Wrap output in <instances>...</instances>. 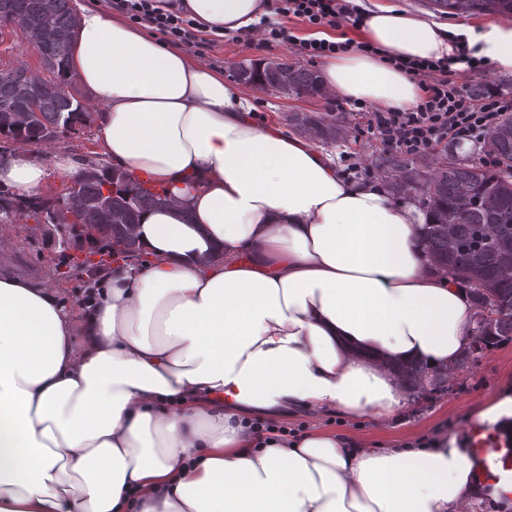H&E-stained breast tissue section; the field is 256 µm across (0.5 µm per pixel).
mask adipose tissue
<instances>
[{
	"label": "adipose tissue",
	"instance_id": "obj_1",
	"mask_svg": "<svg viewBox=\"0 0 512 512\" xmlns=\"http://www.w3.org/2000/svg\"><path fill=\"white\" fill-rule=\"evenodd\" d=\"M179 2L223 34H252L266 12ZM363 10L376 54L319 65L340 98L411 108L420 89L390 58L462 45L512 74V23ZM69 69L98 108L105 163L171 201L141 215L144 263L111 266L92 312L0 276V512H466L480 488L446 440L364 448L319 424L270 440L251 428L301 411L387 419L408 404L395 365L454 368L472 309L430 264L428 214L255 124L244 88L121 18L79 6ZM50 164L78 169L20 149L0 184L37 197Z\"/></svg>",
	"mask_w": 512,
	"mask_h": 512
}]
</instances>
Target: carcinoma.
<instances>
[{"mask_svg":"<svg viewBox=\"0 0 512 512\" xmlns=\"http://www.w3.org/2000/svg\"><path fill=\"white\" fill-rule=\"evenodd\" d=\"M448 15H475L495 12L512 15V0H431ZM50 18L49 36L31 30L43 17ZM22 30L43 68L52 74L46 79L25 67L0 73V138L12 143H53L60 134L91 122L92 113L66 91L68 49L75 12L72 0H0V22ZM249 69L247 83L258 88H274L296 96L322 94L319 76L312 70L287 62L241 63ZM290 126L310 133L324 143L347 139L344 125L321 116L294 112ZM493 165L464 163L455 156L441 160L398 156L384 162L390 190L410 195L421 192L432 216L423 225V235L436 270L443 272L466 290L471 305L481 304L490 318L473 322L471 335L478 337L477 350H462L455 369L462 371L481 354L512 341V117L492 128L485 139ZM71 214V223L82 226L70 232L68 241L101 246L105 253L119 250L135 260L140 244L132 233L146 210L170 202L163 188L148 187L125 172L104 163H91L72 179L61 198ZM58 202L38 199L27 205L28 216L49 223ZM412 391L448 388V375L425 363L399 368Z\"/></svg>","mask_w":512,"mask_h":512,"instance_id":"cac0c4a2","label":"carcinoma"}]
</instances>
